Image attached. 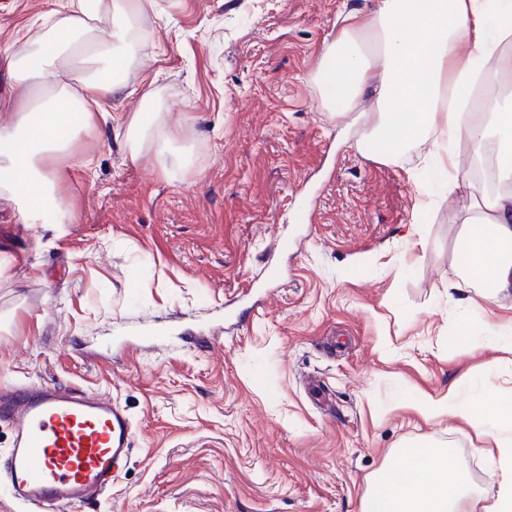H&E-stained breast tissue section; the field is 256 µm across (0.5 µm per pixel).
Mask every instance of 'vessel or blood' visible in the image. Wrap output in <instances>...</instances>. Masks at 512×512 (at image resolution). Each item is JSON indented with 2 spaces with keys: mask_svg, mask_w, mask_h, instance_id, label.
<instances>
[{
  "mask_svg": "<svg viewBox=\"0 0 512 512\" xmlns=\"http://www.w3.org/2000/svg\"><path fill=\"white\" fill-rule=\"evenodd\" d=\"M0 419L15 430L12 491L43 512H63L111 487L133 435L131 420L111 398L53 384L1 394Z\"/></svg>",
  "mask_w": 512,
  "mask_h": 512,
  "instance_id": "b4317fda",
  "label": "vessel or blood"
}]
</instances>
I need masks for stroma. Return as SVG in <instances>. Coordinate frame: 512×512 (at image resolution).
Instances as JSON below:
<instances>
[{"instance_id":"1","label":"stroma","mask_w":512,"mask_h":512,"mask_svg":"<svg viewBox=\"0 0 512 512\" xmlns=\"http://www.w3.org/2000/svg\"><path fill=\"white\" fill-rule=\"evenodd\" d=\"M373 0H153L128 93L72 144L67 224L0 198V388L105 394L135 434L109 492L72 512H360L400 448H449L476 489L498 476L455 417L416 400L512 390V289L450 290L471 181L411 148L357 150L375 104L320 111L313 76L347 11ZM53 0H0V44L36 36ZM157 108L184 162L126 158L111 114ZM470 334L457 342L460 324Z\"/></svg>"}]
</instances>
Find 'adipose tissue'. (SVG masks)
<instances>
[{"label": "adipose tissue", "instance_id": "ef3b65f1", "mask_svg": "<svg viewBox=\"0 0 512 512\" xmlns=\"http://www.w3.org/2000/svg\"><path fill=\"white\" fill-rule=\"evenodd\" d=\"M145 0H54L49 24L38 37L26 31L0 47V194L14 198L29 223L66 224L46 156L66 153L73 138L91 132L101 100L121 94L114 76L138 55L145 35L136 26ZM512 34V0H376L368 13L344 14L326 63L314 79L324 89L321 109L340 116L361 109L365 94L375 97V120L362 133L359 149L395 163L411 146L448 172L456 190L463 170L455 152L460 139L482 147L498 133V173L503 191L473 192L471 214L455 238L456 277L449 288L475 282L497 295L512 287V99L502 98L481 117L468 113L474 75L494 60ZM468 55H461V45ZM48 97L44 107L34 94ZM130 159L152 149L166 159L176 133L163 113L135 112L114 128ZM423 417L458 416L490 438L502 476L488 492L484 512H512V410L487 417L464 407L457 385L417 402ZM466 479L448 468V454L429 442L402 449L400 459L371 482L360 512H462Z\"/></svg>", "mask_w": 512, "mask_h": 512}]
</instances>
